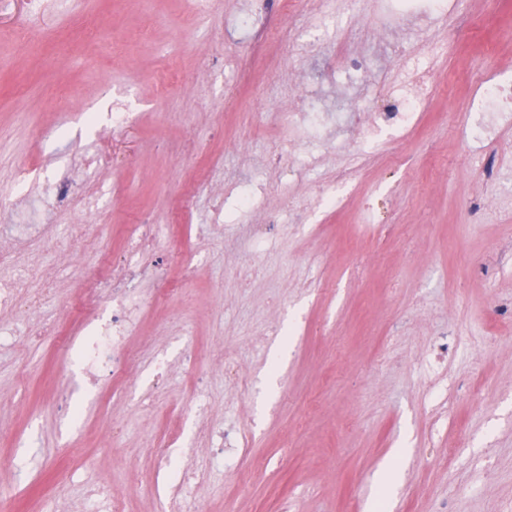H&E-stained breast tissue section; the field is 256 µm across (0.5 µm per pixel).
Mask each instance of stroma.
I'll return each instance as SVG.
<instances>
[{"label": "stroma", "instance_id": "1", "mask_svg": "<svg viewBox=\"0 0 512 512\" xmlns=\"http://www.w3.org/2000/svg\"><path fill=\"white\" fill-rule=\"evenodd\" d=\"M251 0H211L210 23L188 22L185 0H45L32 15L15 0L0 16V143L46 174L65 148L96 147L123 89L137 122L112 135L110 162L96 179L117 192L104 219L102 247L122 250L130 224H166L160 257L179 274L200 270L190 288L145 308L132 335L142 359L170 369L156 380L141 369L133 387L93 388L64 367L54 339L0 352V512H88L85 479L125 495L129 512H161L152 437L192 448V465L211 470L194 485L197 512H367L376 477L389 462L404 471L389 512H504L512 503V114L491 139L468 144V115L479 76L512 72V0H465L461 14L425 13L434 42V93L425 122L402 142L385 144L353 167L358 130L309 136L301 153L316 169L289 175L291 158L274 159L288 129L266 115L301 105L317 86L335 110L356 98L376 104L374 80H411L406 60L376 53L372 69L349 82L352 57L378 45L385 0H362L358 22L338 45L293 48V31L319 34L336 0H312L288 14L284 0H263L256 39L241 35ZM104 22L117 47L102 56L90 38ZM33 25L35 42L12 37ZM180 74L165 93L155 77L175 43ZM249 187L269 205L288 193L324 202L281 232L259 258L261 272L241 287L236 267L251 224L234 188ZM224 201L235 237L211 242L192 233L214 198ZM378 200L375 229L363 226ZM93 256L50 262L58 292L36 318L69 326L68 295L85 281ZM275 326L262 335L264 323ZM448 343V359L430 353ZM193 344L204 370L181 359ZM250 377L247 393L224 380L225 361ZM26 386L15 390L18 374ZM208 394L206 417L187 407ZM80 400L79 423L61 417L62 394ZM229 419L249 437L240 456L217 461L208 423ZM463 456H449L458 438ZM289 451H282V440ZM27 467L25 483L15 467ZM250 470L241 486L232 468Z\"/></svg>", "mask_w": 512, "mask_h": 512}]
</instances>
